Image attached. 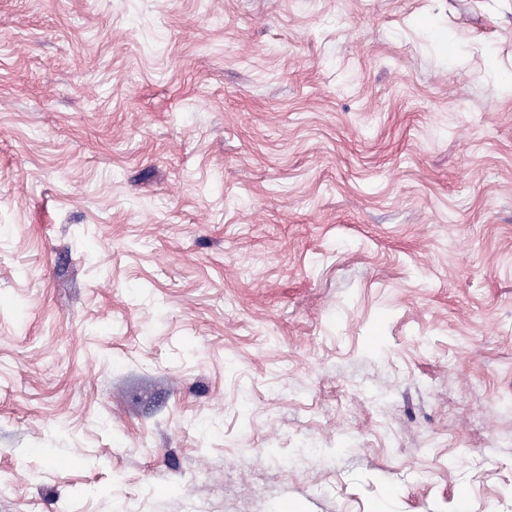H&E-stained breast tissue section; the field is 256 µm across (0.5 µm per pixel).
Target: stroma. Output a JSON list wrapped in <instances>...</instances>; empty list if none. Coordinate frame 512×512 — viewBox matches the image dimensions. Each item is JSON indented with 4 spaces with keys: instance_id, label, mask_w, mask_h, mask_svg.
<instances>
[{
    "instance_id": "obj_1",
    "label": "stroma",
    "mask_w": 512,
    "mask_h": 512,
    "mask_svg": "<svg viewBox=\"0 0 512 512\" xmlns=\"http://www.w3.org/2000/svg\"><path fill=\"white\" fill-rule=\"evenodd\" d=\"M512 0H0V512H512Z\"/></svg>"
}]
</instances>
